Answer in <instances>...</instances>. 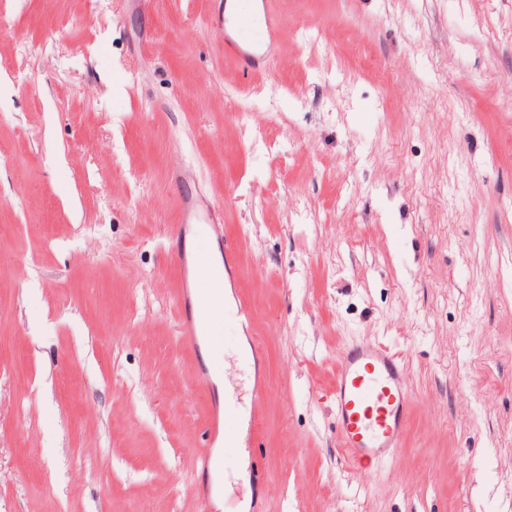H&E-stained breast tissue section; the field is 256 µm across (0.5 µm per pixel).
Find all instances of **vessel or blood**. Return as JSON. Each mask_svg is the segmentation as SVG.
Wrapping results in <instances>:
<instances>
[{
	"label": "vessel or blood",
	"mask_w": 512,
	"mask_h": 512,
	"mask_svg": "<svg viewBox=\"0 0 512 512\" xmlns=\"http://www.w3.org/2000/svg\"><path fill=\"white\" fill-rule=\"evenodd\" d=\"M280 20L265 13L262 24H255L248 11H241L235 26L236 39L225 51L242 70L256 68L260 58L257 45L274 39ZM181 334L193 345L215 334L213 322L202 320L193 302H185ZM331 395L336 413L337 438L349 459L365 466L394 453L402 445L410 411L409 376L398 359L383 346L362 342L353 345L336 370ZM246 403L234 389L224 391V445H238V424Z\"/></svg>",
	"instance_id": "obj_1"
}]
</instances>
